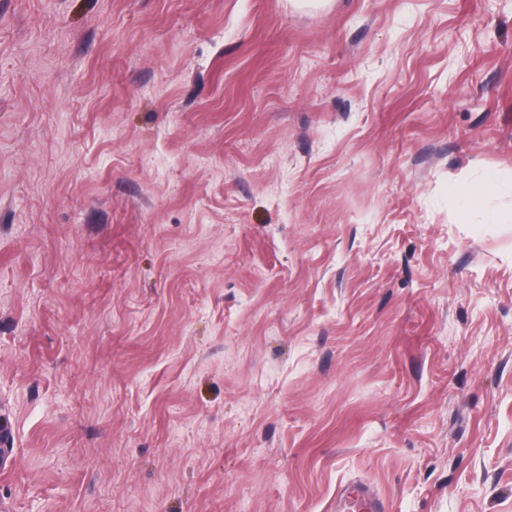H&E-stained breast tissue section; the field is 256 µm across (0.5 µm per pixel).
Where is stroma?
<instances>
[{
	"mask_svg": "<svg viewBox=\"0 0 512 512\" xmlns=\"http://www.w3.org/2000/svg\"><path fill=\"white\" fill-rule=\"evenodd\" d=\"M0 433L7 512H512V0H0ZM491 186L490 182H484L456 187L454 192L459 200V218H465L468 208L483 199L491 191ZM356 504L360 512H384L383 501L367 485L357 484L344 486L336 493V512L354 511L348 509L350 504Z\"/></svg>",
	"mask_w": 512,
	"mask_h": 512,
	"instance_id": "obj_1",
	"label": "stroma"
}]
</instances>
